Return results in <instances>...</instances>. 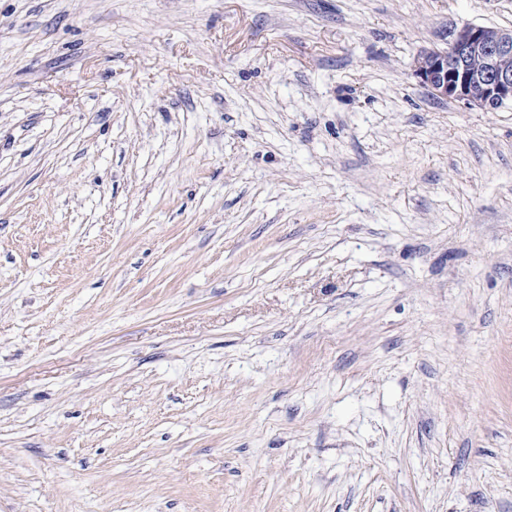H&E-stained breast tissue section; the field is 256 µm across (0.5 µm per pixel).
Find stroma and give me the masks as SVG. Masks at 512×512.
<instances>
[{"label": "stroma", "mask_w": 512, "mask_h": 512, "mask_svg": "<svg viewBox=\"0 0 512 512\" xmlns=\"http://www.w3.org/2000/svg\"><path fill=\"white\" fill-rule=\"evenodd\" d=\"M512 0H0V512H512ZM415 75L432 96L487 112L512 106V29L465 24L445 49L424 51Z\"/></svg>", "instance_id": "1"}]
</instances>
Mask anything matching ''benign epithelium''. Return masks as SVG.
<instances>
[{
  "label": "benign epithelium",
  "mask_w": 512,
  "mask_h": 512,
  "mask_svg": "<svg viewBox=\"0 0 512 512\" xmlns=\"http://www.w3.org/2000/svg\"><path fill=\"white\" fill-rule=\"evenodd\" d=\"M415 75L432 96L487 112L512 106V29L465 24L444 49L424 51Z\"/></svg>",
  "instance_id": "1"
}]
</instances>
